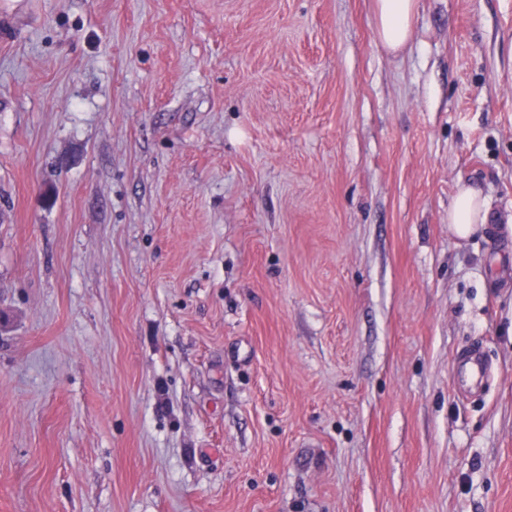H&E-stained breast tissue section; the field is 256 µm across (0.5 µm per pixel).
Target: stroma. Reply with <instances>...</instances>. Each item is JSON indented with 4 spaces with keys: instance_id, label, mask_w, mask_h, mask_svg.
<instances>
[{
    "instance_id": "stroma-1",
    "label": "stroma",
    "mask_w": 512,
    "mask_h": 512,
    "mask_svg": "<svg viewBox=\"0 0 512 512\" xmlns=\"http://www.w3.org/2000/svg\"><path fill=\"white\" fill-rule=\"evenodd\" d=\"M0 512H512V0H0ZM375 38L385 49L401 50L408 42L416 0H372ZM489 209L485 198L470 187L459 188L448 210V227L460 238H469L487 228ZM459 364L460 372L456 384L459 389L473 387L481 382L486 367L475 351L463 353L459 357Z\"/></svg>"
}]
</instances>
